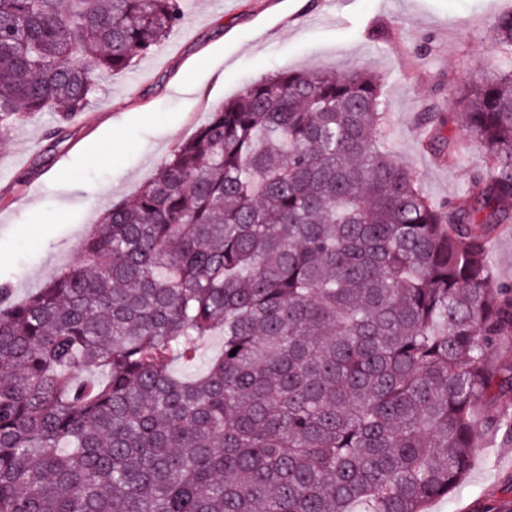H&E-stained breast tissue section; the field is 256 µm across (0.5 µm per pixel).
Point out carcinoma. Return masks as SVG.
<instances>
[{"mask_svg":"<svg viewBox=\"0 0 512 512\" xmlns=\"http://www.w3.org/2000/svg\"><path fill=\"white\" fill-rule=\"evenodd\" d=\"M184 17L0 0V135L69 122ZM490 33L512 51V11ZM486 68L419 117L438 160L484 150L447 200L382 149L381 75L282 72L209 112L77 263L22 302L0 287V512H424L453 491L512 334L487 251L512 224V67Z\"/></svg>","mask_w":512,"mask_h":512,"instance_id":"1","label":"carcinoma"}]
</instances>
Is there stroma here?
<instances>
[{"instance_id":"stroma-1","label":"stroma","mask_w":512,"mask_h":512,"mask_svg":"<svg viewBox=\"0 0 512 512\" xmlns=\"http://www.w3.org/2000/svg\"><path fill=\"white\" fill-rule=\"evenodd\" d=\"M186 19L127 72L106 78L50 147L54 114L0 136V281L26 299L78 259L112 203L133 195L207 112L283 71L366 67L384 78L385 150L434 200L457 194L485 154L455 165L425 149L416 116L481 69L489 24L512 0H186ZM469 474L426 512H512V388L492 389Z\"/></svg>"}]
</instances>
